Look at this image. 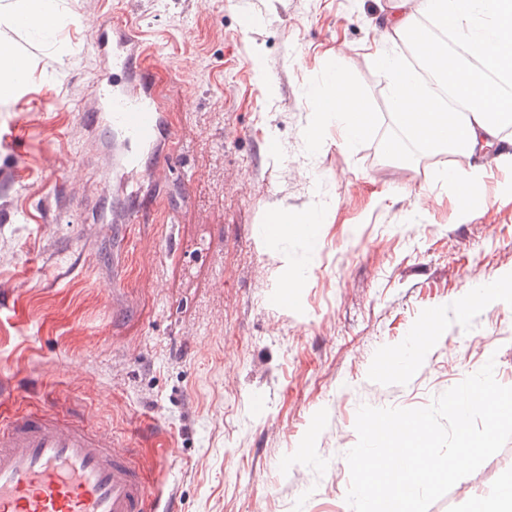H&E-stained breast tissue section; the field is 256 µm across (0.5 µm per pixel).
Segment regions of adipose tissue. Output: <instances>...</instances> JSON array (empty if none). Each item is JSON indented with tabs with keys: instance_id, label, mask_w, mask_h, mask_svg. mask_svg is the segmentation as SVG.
Here are the masks:
<instances>
[{
	"instance_id": "obj_1",
	"label": "adipose tissue",
	"mask_w": 512,
	"mask_h": 512,
	"mask_svg": "<svg viewBox=\"0 0 512 512\" xmlns=\"http://www.w3.org/2000/svg\"><path fill=\"white\" fill-rule=\"evenodd\" d=\"M59 19L57 0H11L0 7V22L50 38ZM373 59L388 84L389 108L425 156L449 155L430 169L431 185H451L460 211L485 206L488 164L512 170V92L487 80L486 72L512 77V0H398L394 11L372 28ZM307 94L317 143L321 126H337L341 144L351 148L367 138L371 109L344 66L328 67L322 83ZM322 216L314 210L277 212L262 234L279 240L294 235L308 251L320 247Z\"/></svg>"
}]
</instances>
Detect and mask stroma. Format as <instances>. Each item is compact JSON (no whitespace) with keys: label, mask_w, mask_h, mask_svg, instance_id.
I'll return each instance as SVG.
<instances>
[{"label":"stroma","mask_w":512,"mask_h":512,"mask_svg":"<svg viewBox=\"0 0 512 512\" xmlns=\"http://www.w3.org/2000/svg\"><path fill=\"white\" fill-rule=\"evenodd\" d=\"M48 42L0 25L28 62L0 99V385L16 411L82 403L137 451L178 512H351L361 405L421 408L494 361L512 386V305L456 315L469 286L512 276V171L462 213L453 187L412 210L432 159L399 135L371 57L395 0H58ZM120 18L148 49L166 125L108 142L85 113L100 78L93 27ZM374 122L356 147L336 126L309 150L306 95L335 52ZM150 169L132 200L124 154ZM321 210L322 247L264 239L277 210ZM140 212L141 221L128 220ZM308 271L278 305L289 267ZM428 357L389 363L436 309ZM512 480V440L429 512H470Z\"/></svg>","instance_id":"stroma-1"}]
</instances>
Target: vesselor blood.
<instances>
[{
    "label": "vessel or blood",
    "instance_id": "b4317fda",
    "mask_svg": "<svg viewBox=\"0 0 512 512\" xmlns=\"http://www.w3.org/2000/svg\"><path fill=\"white\" fill-rule=\"evenodd\" d=\"M121 24L99 23L94 45L103 85L86 119L103 133L147 141L159 132L156 96L133 74L143 58ZM0 395V512H160L161 497L132 448L87 429L77 416L9 415Z\"/></svg>",
    "mask_w": 512,
    "mask_h": 512
}]
</instances>
